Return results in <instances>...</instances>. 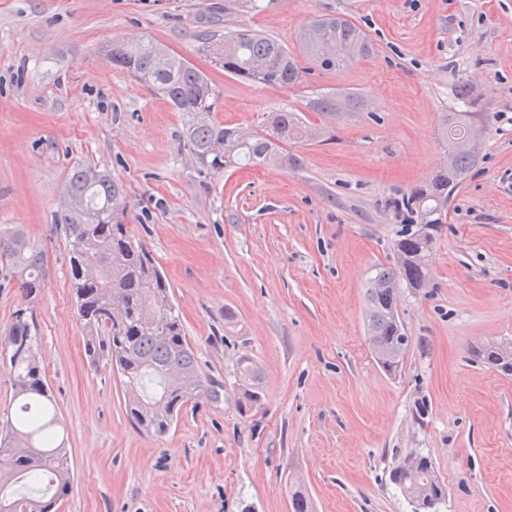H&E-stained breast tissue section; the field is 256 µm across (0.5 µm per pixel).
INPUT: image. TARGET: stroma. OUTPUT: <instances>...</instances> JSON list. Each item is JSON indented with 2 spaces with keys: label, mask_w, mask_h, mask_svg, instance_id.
I'll return each mask as SVG.
<instances>
[{
  "label": "stroma",
  "mask_w": 512,
  "mask_h": 512,
  "mask_svg": "<svg viewBox=\"0 0 512 512\" xmlns=\"http://www.w3.org/2000/svg\"><path fill=\"white\" fill-rule=\"evenodd\" d=\"M224 3L0 0V234L24 233L48 269L32 298L0 267V416L16 408L3 360L23 309L72 463L59 512H292L298 487L311 512H412L389 480L412 451L448 487L440 512H512V376L474 356L512 344V0ZM321 14L363 29L373 53L335 73L307 67L281 88L198 51L199 35L248 29L295 53ZM144 39L207 74L213 120L251 134L285 108L322 137L289 144L299 162L288 169L199 173L182 114L107 58ZM462 82L486 132L442 213L428 286L400 291L411 345L393 378L366 340V288L394 260L397 202L448 162L441 121L462 110ZM327 94L337 110L312 111ZM79 163L124 185L130 232L165 274L198 356L205 390L162 436L132 423L118 374L85 353L53 224ZM246 356L263 397L244 410Z\"/></svg>",
  "instance_id": "1"
}]
</instances>
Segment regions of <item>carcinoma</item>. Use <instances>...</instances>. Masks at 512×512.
<instances>
[{"label": "carcinoma", "mask_w": 512, "mask_h": 512, "mask_svg": "<svg viewBox=\"0 0 512 512\" xmlns=\"http://www.w3.org/2000/svg\"><path fill=\"white\" fill-rule=\"evenodd\" d=\"M334 56L323 47L300 41L302 54L321 70L334 72L348 62L371 55L365 33L338 15H319ZM352 44L359 53L351 55ZM158 43L148 39L134 45L112 47V65L134 76L154 94L185 116L183 138L201 172L219 173L237 164L295 166L288 154L291 140L312 139L296 112H270L260 131L247 137L224 124L199 115L213 112L216 92L207 75L185 58L162 56ZM199 51L224 72L263 86L286 87L300 82L302 70L294 55L278 42L249 30L229 35L211 34ZM484 125L472 112H448L442 137L448 150L479 137ZM477 164L472 153L455 151L452 168L436 174L431 186L418 187L403 201L419 222L409 224L394 243L395 260L375 270L366 289V335L378 366L388 375L402 371L410 347L398 314V286L418 288L428 279V259L443 230L441 211L451 194ZM67 187L81 195L79 210L62 208L54 214L66 242L70 286L77 316L90 336L85 345L93 360L104 357L116 369L125 391L136 398L126 409L140 429L168 432L181 409L203 392L204 381L196 354L189 344L178 312L170 300V286L145 246L133 240L125 222L126 191L103 170L81 163L69 173ZM0 263L28 296L37 292L45 276L41 250L20 233L0 236ZM10 352L6 367L15 397L22 399L14 417L0 421V454L13 459V468L0 474V512H56L67 495L72 470L65 439L60 434L52 396L38 356V336L33 321L19 314L9 330ZM489 368L512 375V347L477 352ZM244 399L250 405L261 399V375L243 357L238 362ZM390 480L404 493L413 512H438L448 488L434 462L421 453L406 455L390 471Z\"/></svg>", "instance_id": "obj_1"}]
</instances>
